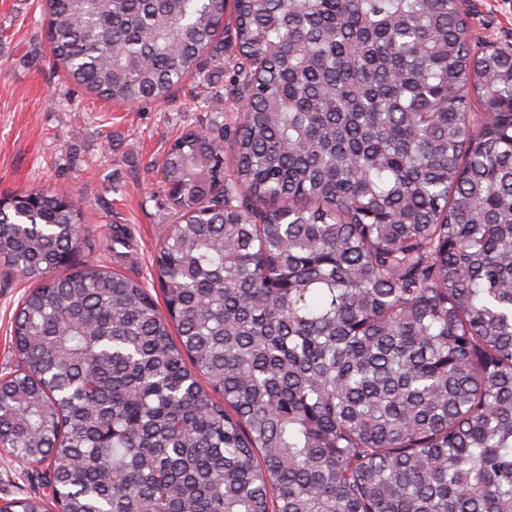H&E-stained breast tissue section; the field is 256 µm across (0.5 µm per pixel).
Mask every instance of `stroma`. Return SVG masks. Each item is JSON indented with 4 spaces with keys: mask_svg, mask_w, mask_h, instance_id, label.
Wrapping results in <instances>:
<instances>
[{
    "mask_svg": "<svg viewBox=\"0 0 512 512\" xmlns=\"http://www.w3.org/2000/svg\"><path fill=\"white\" fill-rule=\"evenodd\" d=\"M463 8L473 46L512 52V0H464ZM43 9V0H0V196L58 187L85 195L82 260L148 276L174 221L159 191L158 162L185 130L217 118L230 132L244 112L234 18H224L223 60L204 59L168 100L131 106L53 67ZM212 93L218 101L207 102ZM28 286L0 277V375L17 366L11 322ZM45 471L0 454V500L41 490Z\"/></svg>",
    "mask_w": 512,
    "mask_h": 512,
    "instance_id": "1",
    "label": "stroma"
}]
</instances>
